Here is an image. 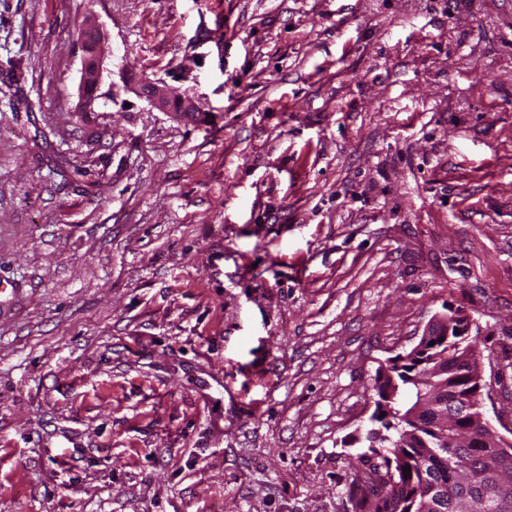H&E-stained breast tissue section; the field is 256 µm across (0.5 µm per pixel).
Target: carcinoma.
I'll list each match as a JSON object with an SVG mask.
<instances>
[{
    "label": "carcinoma",
    "instance_id": "obj_1",
    "mask_svg": "<svg viewBox=\"0 0 512 512\" xmlns=\"http://www.w3.org/2000/svg\"><path fill=\"white\" fill-rule=\"evenodd\" d=\"M458 355L459 350L447 344L412 361L421 371L434 369L439 358L453 368L445 378L448 398L457 411L464 409L474 390V385L454 370ZM390 371L395 380V396L388 400L383 395L384 385L376 387L378 400L385 403L383 415L376 421L390 432L385 445L391 452L387 459L360 455L368 472L363 486L353 496V512H424V500L435 485L448 492L447 512H512V454L501 455L473 443H453L450 436L430 428L427 422L418 425L399 419L388 421L390 413L407 414L420 397L410 367L395 364ZM386 463L391 464L395 485L387 495L378 497L376 480L385 472Z\"/></svg>",
    "mask_w": 512,
    "mask_h": 512
}]
</instances>
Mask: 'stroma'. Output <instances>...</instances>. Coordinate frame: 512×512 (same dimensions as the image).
<instances>
[{"mask_svg": "<svg viewBox=\"0 0 512 512\" xmlns=\"http://www.w3.org/2000/svg\"><path fill=\"white\" fill-rule=\"evenodd\" d=\"M458 309L511 427L512 0H0V512H351ZM96 40L94 37H90L86 43L85 48L88 50V56L93 58V62L91 60L84 57L82 60V68H81V89L82 91L88 86L97 87L101 83V75H102V63L105 57L106 48L104 44V39L99 37L97 40L95 55L93 53V44ZM136 92L152 107L179 120H186L200 109V103L195 98L176 93L164 83L150 78L143 79L137 86ZM457 322H459V324H457ZM473 324V320L471 319L470 316L457 314L448 316H436L427 323L418 344L415 345L410 351L422 350L429 340L434 339L436 336H439L441 332H443V330L448 332L449 338V336H452L453 327H455L456 331H459V334H456V336H459L457 341L455 342L456 346L460 348L464 343L461 349L463 350V348L468 344L469 346H471L469 350L471 356L475 360L481 359L482 350L480 349L478 340L474 339L471 340L470 342H467L471 336ZM454 339L455 336H452L449 342L454 341Z\"/></svg>", "mask_w": 512, "mask_h": 512, "instance_id": "35a3bbf8", "label": "stroma"}]
</instances>
